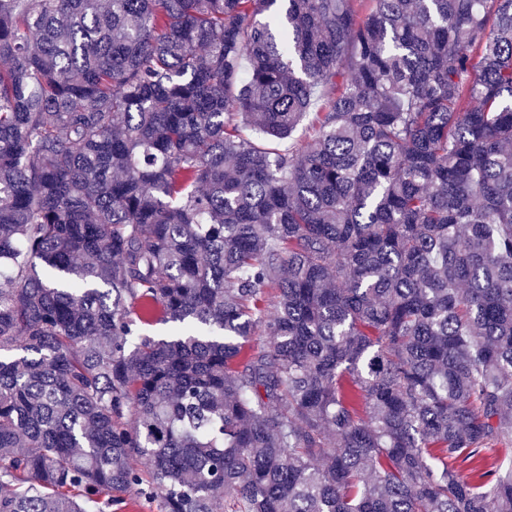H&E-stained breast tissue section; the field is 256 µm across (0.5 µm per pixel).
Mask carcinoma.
<instances>
[{
    "mask_svg": "<svg viewBox=\"0 0 512 512\" xmlns=\"http://www.w3.org/2000/svg\"><path fill=\"white\" fill-rule=\"evenodd\" d=\"M357 2L0 0V512H512V0ZM147 483L129 490L125 495V507L117 509V506L112 505V511L104 512H159L157 511V501L148 499L146 496L141 495L139 488L147 490Z\"/></svg>",
    "mask_w": 512,
    "mask_h": 512,
    "instance_id": "1",
    "label": "carcinoma"
}]
</instances>
